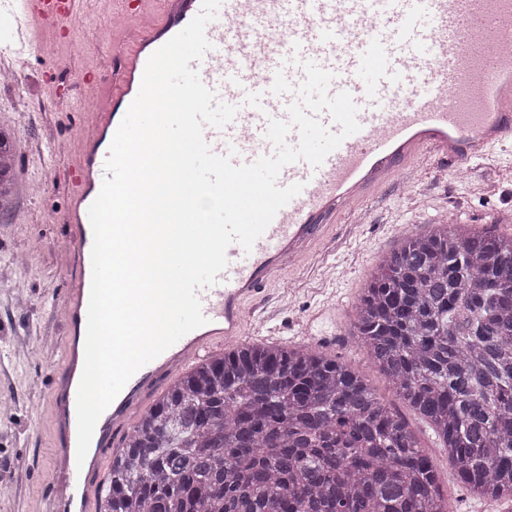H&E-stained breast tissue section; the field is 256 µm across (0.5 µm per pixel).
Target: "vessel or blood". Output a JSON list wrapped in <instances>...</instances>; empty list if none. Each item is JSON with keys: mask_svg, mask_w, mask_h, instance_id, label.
<instances>
[{"mask_svg": "<svg viewBox=\"0 0 512 512\" xmlns=\"http://www.w3.org/2000/svg\"><path fill=\"white\" fill-rule=\"evenodd\" d=\"M119 18L132 40L119 63L77 85L106 93L79 160L66 172L73 183L68 224L69 260L79 270L61 297L68 336L63 372L49 395L52 424L64 436L49 468L52 512H92V489L115 432L146 396L180 367L216 346L235 348L245 334L248 307L278 276L304 266L351 204L379 196L405 170L437 158L455 167L486 164L512 142V0H222L206 29L212 44L193 62L201 81L221 102L237 106L222 128L205 127L212 151L245 164L273 154L268 118L286 119L292 94L272 90L276 73L294 85L311 61L329 71V94L349 92L360 129L319 167H285L279 186L302 183L251 252L227 250L228 265L215 285L199 292L205 325L183 336L141 367L103 412L84 462L76 460V396L84 367L78 338L87 323L93 233L89 208L105 177L109 146L136 98L149 57L199 12L201 0H166L150 15L145 0H118ZM8 41L16 57L45 33L68 41L72 23L89 0H7ZM260 107L246 104L247 93Z\"/></svg>", "mask_w": 512, "mask_h": 512, "instance_id": "b4317fda", "label": "vessel or blood"}]
</instances>
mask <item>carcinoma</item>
Masks as SVG:
<instances>
[{"label": "carcinoma", "instance_id": "1", "mask_svg": "<svg viewBox=\"0 0 512 512\" xmlns=\"http://www.w3.org/2000/svg\"><path fill=\"white\" fill-rule=\"evenodd\" d=\"M0 127V217L17 201ZM448 450L512 501V236L435 224L380 260L353 332ZM97 512H452L404 416L318 348L244 345L178 377L112 454Z\"/></svg>", "mask_w": 512, "mask_h": 512}]
</instances>
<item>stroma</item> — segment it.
<instances>
[{
    "label": "stroma",
    "mask_w": 512,
    "mask_h": 512,
    "mask_svg": "<svg viewBox=\"0 0 512 512\" xmlns=\"http://www.w3.org/2000/svg\"><path fill=\"white\" fill-rule=\"evenodd\" d=\"M113 24L112 0H92L90 13L73 35L74 42L92 46L83 68H96L111 57V45L99 44L97 36L111 32ZM69 54V45L63 43L45 47L25 58L16 83L0 86V127L16 135L22 187L15 211L0 220V470L23 467L19 481L0 482V512H30L36 504L49 512L51 507L49 461L56 436L48 390L62 368L65 342L64 314L56 301L77 276L76 268L59 261L70 193L61 173L75 158H50L44 144L52 138L77 144L87 129L84 117L54 104L58 85L72 79L71 73L56 70L54 62ZM500 164L499 174L474 166L451 170L442 163L429 172H404L379 199L361 203L340 218L308 264L271 285L260 313L247 326L250 340L262 343L273 335L284 346L309 309L322 303L343 305L341 322L329 328L327 355L354 363L377 394L402 412L432 458L443 493L462 512H500V507L457 483L455 467L433 431L405 407L348 330L376 264L403 238L431 224H471L499 235L512 233V222L494 216L498 210L512 211V152ZM22 255L28 266L20 276L15 260Z\"/></svg>",
    "instance_id": "35a3bbf8"
}]
</instances>
